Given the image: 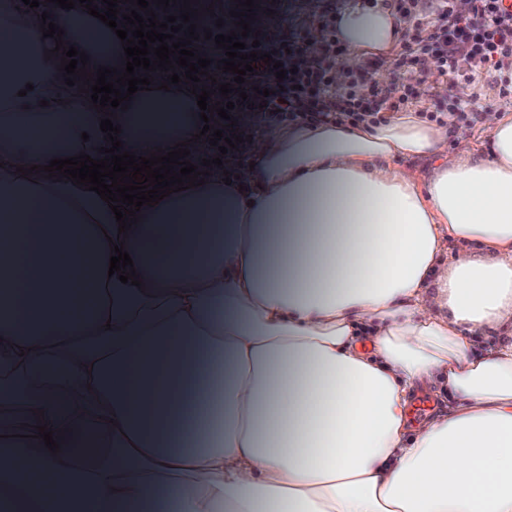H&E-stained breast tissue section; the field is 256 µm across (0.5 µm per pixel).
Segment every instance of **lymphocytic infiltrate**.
I'll list each match as a JSON object with an SVG mask.
<instances>
[{
    "label": "lymphocytic infiltrate",
    "mask_w": 512,
    "mask_h": 512,
    "mask_svg": "<svg viewBox=\"0 0 512 512\" xmlns=\"http://www.w3.org/2000/svg\"><path fill=\"white\" fill-rule=\"evenodd\" d=\"M440 25L437 30L419 39L416 48L407 49L397 59V66L419 68L426 61H435L449 87L461 88L448 107L457 122L467 120L477 101L469 89L480 82L498 83L497 75L512 68V11L502 6L503 0H469L468 12H458L453 0H436ZM258 53H270L286 69L284 79H277L274 68L263 61L253 64L244 85L250 93L240 97L231 92L235 111H247L257 104L256 116L261 121L290 120L304 122L315 119H338L351 122L365 120L368 113L390 109L388 94L375 93L372 102L350 90L337 96L334 107H327L325 96L334 85L327 65L304 60L299 46L285 47L279 40L260 43ZM498 96L512 104V83H498Z\"/></svg>",
    "instance_id": "lymphocytic-infiltrate-1"
}]
</instances>
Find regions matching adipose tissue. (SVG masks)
<instances>
[{"label": "adipose tissue", "mask_w": 512, "mask_h": 512, "mask_svg": "<svg viewBox=\"0 0 512 512\" xmlns=\"http://www.w3.org/2000/svg\"><path fill=\"white\" fill-rule=\"evenodd\" d=\"M21 3L0 0V401L25 436L0 440V502L150 512L174 486L179 512H512V342L468 338L512 332V113L484 112L487 154L413 109L268 125L122 234L44 167L110 145L57 42L120 72L124 46L79 6L44 36ZM333 30L340 74L401 38L380 7ZM111 121L138 156L205 146L184 84ZM452 240L478 255L442 262ZM118 245L138 285L109 276ZM419 385L452 403L413 431Z\"/></svg>", "instance_id": "1"}]
</instances>
